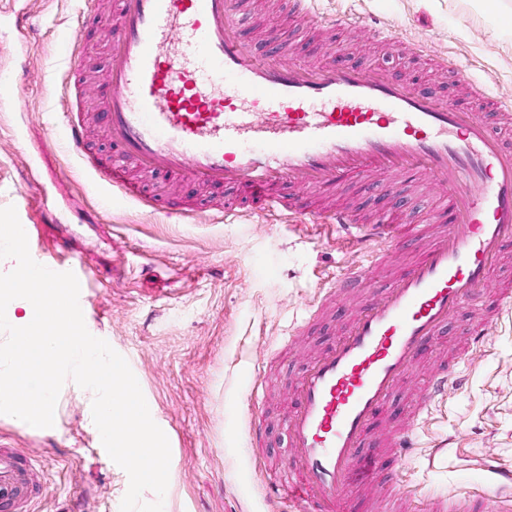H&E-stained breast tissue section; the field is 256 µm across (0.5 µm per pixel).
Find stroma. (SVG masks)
<instances>
[{
	"label": "stroma",
	"instance_id": "35a3bbf8",
	"mask_svg": "<svg viewBox=\"0 0 512 512\" xmlns=\"http://www.w3.org/2000/svg\"><path fill=\"white\" fill-rule=\"evenodd\" d=\"M316 0L315 10L352 18L335 41L291 43L285 59L319 61L344 48L346 63L377 67L435 89H460L438 62L461 65L481 88L512 105V0ZM84 0H0V78L28 69L16 99H0V208L14 206L34 260L80 283L87 330L123 356L166 434L174 478L164 512H265V479L286 459L288 411L278 387L295 368L283 349L321 283L353 259L330 226L237 211L195 223L141 203L107 200L70 154L59 127L70 103L60 92V38ZM399 26L405 48L374 43V27ZM345 190L358 212L407 224L440 223L448 199L421 181L397 191L357 177ZM269 382L264 453L242 429L255 407L257 367ZM466 385L418 430L401 469L408 490L427 496L485 492V462L512 466V313ZM93 396L74 381L59 393L54 425L35 428L0 414V448L37 460L36 512H120L127 473L108 456L92 419Z\"/></svg>",
	"mask_w": 512,
	"mask_h": 512
}]
</instances>
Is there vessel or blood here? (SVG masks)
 Returning a JSON list of instances; mask_svg holds the SVG:
<instances>
[{
  "label": "vessel or blood",
  "instance_id": "b4317fda",
  "mask_svg": "<svg viewBox=\"0 0 512 512\" xmlns=\"http://www.w3.org/2000/svg\"><path fill=\"white\" fill-rule=\"evenodd\" d=\"M314 0H290L289 13L265 24L271 52L260 54L241 31L249 0H114L87 9L106 48L102 82L89 83L86 58L68 39L65 94L73 103L62 126L71 152L107 187L167 214L194 217L181 192L147 196L141 176L169 177L208 190L209 215L226 213L224 187L244 190L256 213L310 215L303 193L342 194L355 175L397 188L420 175L441 187L452 210L445 224L420 227L388 217L359 223L352 208L326 212L367 261L342 273L307 303L287 342L297 373L281 392L288 455L283 474L265 485L269 505L295 512H512V468L488 462L493 492L447 503L406 497L400 462L434 407L458 390L460 372L489 343L493 321L479 309L488 273L512 252V145L484 113L418 90L378 68L341 58L284 63L277 47L309 29L335 34L343 19L321 17ZM95 88V110L83 93ZM96 121L111 146L88 149ZM301 197L280 194L284 185ZM417 241L404 260L402 242ZM359 284L350 292V284ZM345 312L331 344L311 347L324 317ZM462 346L429 360L451 318ZM412 389L399 420L396 394ZM40 469L22 450L0 448V512H33Z\"/></svg>",
  "mask_w": 512,
  "mask_h": 512
}]
</instances>
